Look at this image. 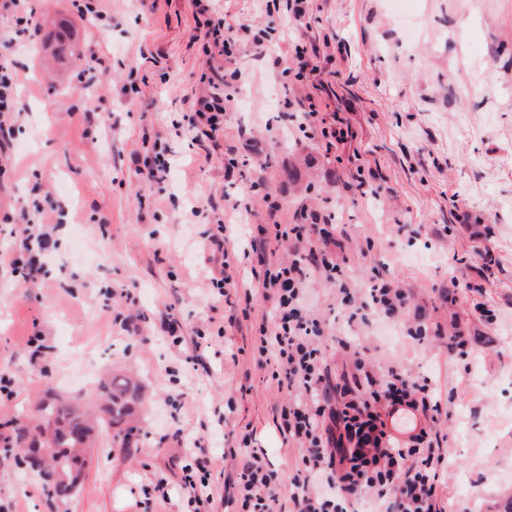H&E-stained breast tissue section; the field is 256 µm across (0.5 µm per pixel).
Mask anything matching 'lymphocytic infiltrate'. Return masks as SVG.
<instances>
[{
	"label": "lymphocytic infiltrate",
	"instance_id": "lymphocytic-infiltrate-1",
	"mask_svg": "<svg viewBox=\"0 0 512 512\" xmlns=\"http://www.w3.org/2000/svg\"><path fill=\"white\" fill-rule=\"evenodd\" d=\"M15 45V37H8L0 52V130L19 110L15 97L19 76L10 53ZM227 82L224 74L205 78V89L195 96L190 115L174 126L176 137L212 138L223 130ZM42 211L37 204L32 213L22 214L20 245L0 251L1 268L16 272L21 265H36L38 252L54 231L53 225L39 220ZM204 220L213 258L220 266L211 285L223 297L243 280L227 245L245 230L227 223L218 212L205 214ZM282 238L295 241L293 258L268 264L255 276L273 315L271 325L260 332L259 349L275 366L273 379L290 393L277 409L280 431L303 448L304 455L290 482H282L265 455L251 450V433H243L240 442L246 450L235 456L237 478L230 502L239 504L243 512H274L283 500L287 512H357L361 502L370 512H446L440 481L441 435L433 426L443 413L442 398L431 379L414 376L398 364L376 372L359 354L350 382L336 383L322 341L325 323L311 314L305 301L310 279L316 276L333 284L341 305L360 311L362 319L396 321L408 309L406 293L390 280L377 281L362 292L351 288L345 262L332 248L328 224H270L249 237V246L263 249ZM399 411L421 420L403 437L387 425L388 417ZM212 466L211 454L187 455L181 491L191 503L209 502Z\"/></svg>",
	"mask_w": 512,
	"mask_h": 512
}]
</instances>
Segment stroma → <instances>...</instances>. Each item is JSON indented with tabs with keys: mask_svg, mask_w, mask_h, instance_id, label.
Listing matches in <instances>:
<instances>
[{
	"mask_svg": "<svg viewBox=\"0 0 512 512\" xmlns=\"http://www.w3.org/2000/svg\"><path fill=\"white\" fill-rule=\"evenodd\" d=\"M267 0H212L235 43L206 52L192 0H103L104 27L71 0H28L29 31L13 51L22 75L8 147L0 151V251L18 247L16 218L52 194L51 273L26 283L0 269V504L17 512H189L178 490L186 449L175 430L224 453L211 512H235L231 456L240 431L281 479L301 450L274 422L288 398L258 350L270 310L260 291L212 295V248L191 209L245 199L247 224H336L349 283L394 281L409 299L392 337L359 328L375 366L431 378L445 400L442 481L450 512H504L512 503V0H305V16ZM273 28L266 48L257 28ZM312 71L300 74L297 54ZM94 81L78 82L89 57ZM241 71L224 90L215 139L174 140L172 124L202 91V75ZM316 112L322 127L300 129ZM110 116L112 129L98 125ZM168 150L171 169L146 172ZM238 168L227 171L224 160ZM496 264L482 272L479 251ZM483 283L496 320L470 312L471 294L443 297L457 279ZM422 317L435 338L408 334ZM463 330L471 351H452ZM132 370L142 384L131 439L101 429L78 491L38 492L5 452L47 390L97 399L99 378ZM224 412L223 428L214 409Z\"/></svg>",
	"mask_w": 512,
	"mask_h": 512,
	"instance_id": "stroma-1",
	"label": "stroma"
}]
</instances>
